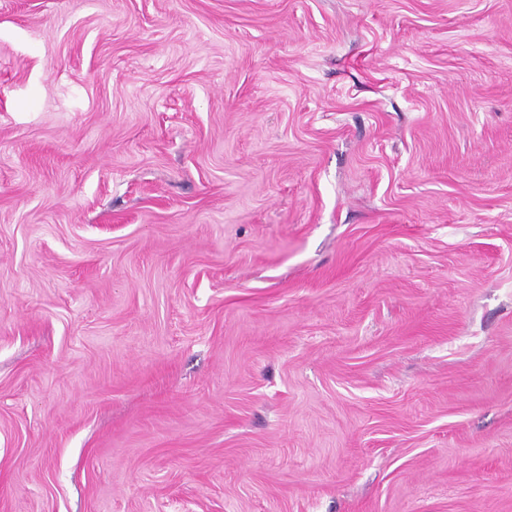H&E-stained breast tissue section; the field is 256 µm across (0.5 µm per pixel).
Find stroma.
I'll list each match as a JSON object with an SVG mask.
<instances>
[{"label":"stroma","mask_w":512,"mask_h":512,"mask_svg":"<svg viewBox=\"0 0 512 512\" xmlns=\"http://www.w3.org/2000/svg\"><path fill=\"white\" fill-rule=\"evenodd\" d=\"M0 512H512V0H0Z\"/></svg>","instance_id":"stroma-1"}]
</instances>
